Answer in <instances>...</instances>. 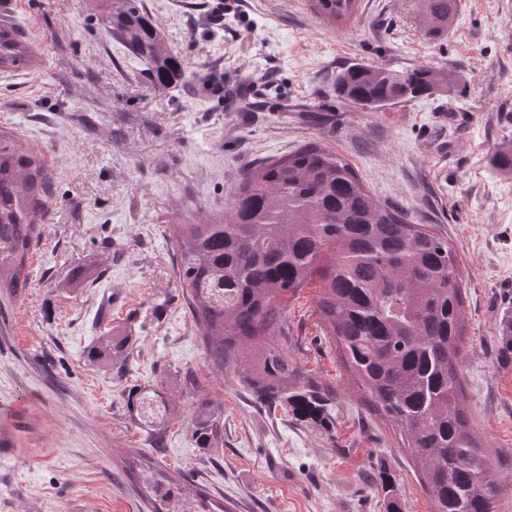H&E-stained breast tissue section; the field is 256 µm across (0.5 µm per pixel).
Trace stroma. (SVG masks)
I'll use <instances>...</instances> for the list:
<instances>
[{
	"label": "stroma",
	"instance_id": "obj_1",
	"mask_svg": "<svg viewBox=\"0 0 512 512\" xmlns=\"http://www.w3.org/2000/svg\"><path fill=\"white\" fill-rule=\"evenodd\" d=\"M340 28L308 0H240L220 25L209 0H142L186 67L174 87L103 24L95 0H0L36 61L0 71V128L49 159L54 185L30 284L0 296V512H148L130 459L193 481L226 512H432L401 436L378 418L311 315L292 299L288 326L303 376L332 387L336 421L268 410L206 367L178 288L170 227L224 213L238 172L313 142L341 154L380 201L448 239L460 260L468 341L462 407L512 512V175L494 156L512 142V0H459L433 40L418 0H359ZM361 63L448 70L429 99L367 111L339 98L338 71ZM223 92H215L213 83ZM97 273L67 290L73 268ZM131 334L136 364L115 376L87 350ZM196 372L222 401V447H198L188 416ZM163 384L183 417L133 420L129 388ZM390 478L394 494L382 489Z\"/></svg>",
	"mask_w": 512,
	"mask_h": 512
}]
</instances>
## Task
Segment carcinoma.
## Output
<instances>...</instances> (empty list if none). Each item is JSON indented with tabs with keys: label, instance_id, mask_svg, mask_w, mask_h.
I'll list each match as a JSON object with an SVG mask.
<instances>
[{
	"label": "carcinoma",
	"instance_id": "obj_1",
	"mask_svg": "<svg viewBox=\"0 0 512 512\" xmlns=\"http://www.w3.org/2000/svg\"><path fill=\"white\" fill-rule=\"evenodd\" d=\"M104 24L148 66L161 88L184 80L181 59L162 42L141 0H98ZM339 26L358 0H309ZM458 0H421L419 27L436 38L451 27ZM33 60L17 25L0 16V70ZM336 90L368 110L433 95L449 84L445 71L394 70L357 64L336 74ZM220 218L175 224L177 281L203 336L207 368L237 378L270 403H286L297 420L325 424L336 395L300 379L291 357L284 311L288 299L318 289L314 314L345 371L368 405L397 427L418 461L434 512H497L501 481L459 408V363L466 333L464 292L448 239L411 223L377 200L339 155L308 143L291 155L246 167ZM53 176L42 153L0 131V293L26 288L30 254ZM129 336L103 335L88 351L117 370L130 361ZM127 405L147 425L170 419L178 401L157 389L131 390ZM221 401L205 392L191 413L200 448L223 443ZM154 512H173L172 496L224 512L200 488L164 473L146 476Z\"/></svg>",
	"mask_w": 512,
	"mask_h": 512
}]
</instances>
